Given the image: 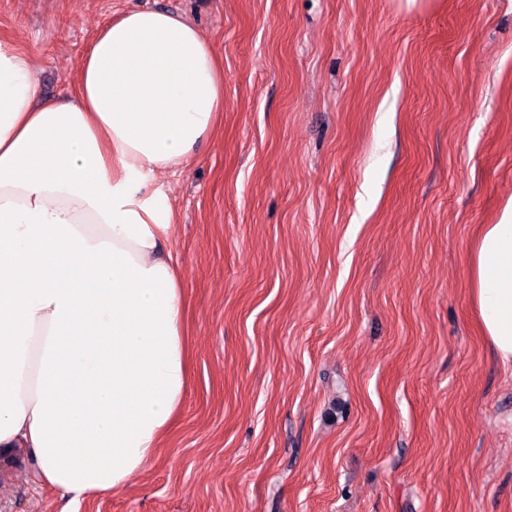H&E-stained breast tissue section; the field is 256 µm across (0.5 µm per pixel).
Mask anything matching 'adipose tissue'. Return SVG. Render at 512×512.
Wrapping results in <instances>:
<instances>
[{"mask_svg":"<svg viewBox=\"0 0 512 512\" xmlns=\"http://www.w3.org/2000/svg\"><path fill=\"white\" fill-rule=\"evenodd\" d=\"M0 39V446L73 498L126 486L188 385L177 214L157 174L187 166L224 109L197 26L131 9L98 29L67 101ZM482 338L512 373V199L468 255Z\"/></svg>","mask_w":512,"mask_h":512,"instance_id":"adipose-tissue-1","label":"adipose tissue"}]
</instances>
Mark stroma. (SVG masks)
<instances>
[{"label": "stroma", "instance_id": "35a3bbf8", "mask_svg": "<svg viewBox=\"0 0 512 512\" xmlns=\"http://www.w3.org/2000/svg\"><path fill=\"white\" fill-rule=\"evenodd\" d=\"M130 9L224 68L217 131L154 181L189 385L123 490L71 501L18 451L0 512H512V377L467 264L512 198V0H0V39L62 98Z\"/></svg>", "mask_w": 512, "mask_h": 512}]
</instances>
